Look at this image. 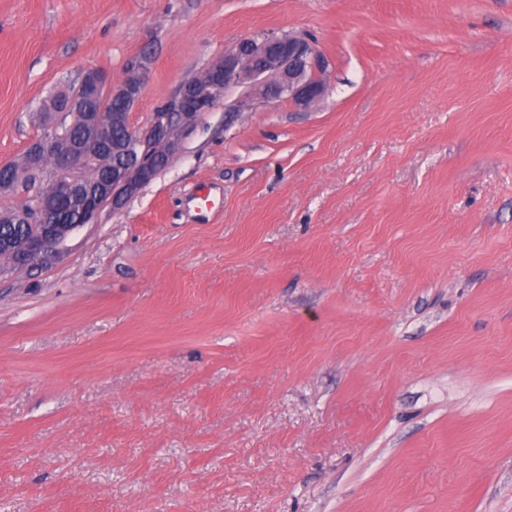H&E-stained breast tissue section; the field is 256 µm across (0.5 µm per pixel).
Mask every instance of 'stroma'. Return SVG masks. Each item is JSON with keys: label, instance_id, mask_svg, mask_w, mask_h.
<instances>
[{"label": "stroma", "instance_id": "stroma-1", "mask_svg": "<svg viewBox=\"0 0 512 512\" xmlns=\"http://www.w3.org/2000/svg\"><path fill=\"white\" fill-rule=\"evenodd\" d=\"M230 90L45 269L0 275V512H512V0H0V163L90 70Z\"/></svg>", "mask_w": 512, "mask_h": 512}]
</instances>
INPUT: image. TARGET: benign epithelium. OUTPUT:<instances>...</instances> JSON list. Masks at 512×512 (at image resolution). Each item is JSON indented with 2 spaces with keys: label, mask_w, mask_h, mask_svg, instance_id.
I'll return each mask as SVG.
<instances>
[{
  "label": "benign epithelium",
  "mask_w": 512,
  "mask_h": 512,
  "mask_svg": "<svg viewBox=\"0 0 512 512\" xmlns=\"http://www.w3.org/2000/svg\"><path fill=\"white\" fill-rule=\"evenodd\" d=\"M148 59L140 56L126 67L118 83H110L95 71L81 79L82 93L66 95V109L85 112L87 127L81 141L60 138L56 125H51L36 141L32 151L30 178L40 176L38 158L42 154L54 157L56 197L32 209L24 203L14 209L15 223L28 228L26 252L18 256L17 264L44 268L57 261L66 250L67 239L79 228L95 219L101 201L112 202L117 211L160 174V165L147 148L158 139L166 144V158L181 152L185 135L199 117L212 109L223 92L245 89L234 111L240 112L255 100L286 99L298 109L306 110L326 94L325 59L309 41L293 35L244 39L224 52V65L213 73L203 71L184 83L167 97L145 120H134V109L145 89ZM110 96L124 107L118 121L126 131V151L129 159L112 168L108 177L95 185L86 184L81 174L94 159L103 131L97 126L89 109L92 100ZM176 126L180 135L172 136Z\"/></svg>",
  "instance_id": "benign-epithelium-1"
}]
</instances>
